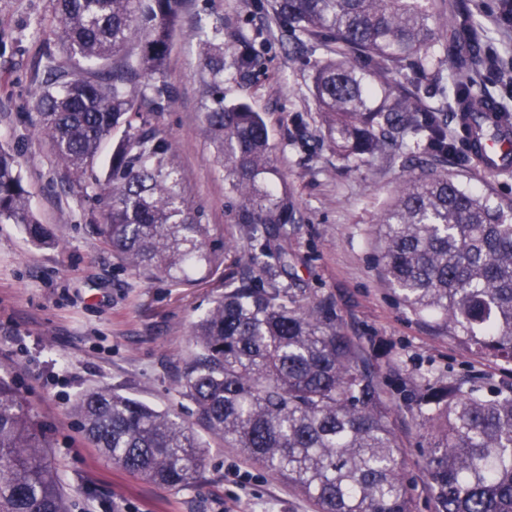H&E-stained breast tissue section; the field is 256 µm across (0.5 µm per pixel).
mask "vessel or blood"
Wrapping results in <instances>:
<instances>
[{
  "label": "vessel or blood",
  "instance_id": "b4317fda",
  "mask_svg": "<svg viewBox=\"0 0 512 512\" xmlns=\"http://www.w3.org/2000/svg\"><path fill=\"white\" fill-rule=\"evenodd\" d=\"M459 122L467 146L484 173L512 170V118L486 109L475 112L462 106Z\"/></svg>",
  "mask_w": 512,
  "mask_h": 512
}]
</instances>
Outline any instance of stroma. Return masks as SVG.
<instances>
[{
    "instance_id": "1",
    "label": "stroma",
    "mask_w": 512,
    "mask_h": 512,
    "mask_svg": "<svg viewBox=\"0 0 512 512\" xmlns=\"http://www.w3.org/2000/svg\"><path fill=\"white\" fill-rule=\"evenodd\" d=\"M274 0H184L163 79L171 105L154 125L173 145L184 194L210 231L209 274L178 283L120 271L98 226L102 204L71 187L50 141L35 130L33 107L48 59L67 64L52 0H0V147L16 157L36 218L54 229L48 244L16 224L0 223V377L13 382L50 445L68 512H316L286 481L225 447L199 420L180 379L192 351L191 326L242 270L251 246L238 222L237 197L215 165L202 122L205 85L193 31L224 24V56L251 48V74L224 81L225 103L263 113L276 184L287 191L294 220L278 227L293 259L280 285L301 302H318L355 336L389 397L418 512H434L421 462L428 435L416 425L427 381L454 378L483 387L512 383V366L475 353L431 317L415 315L381 273L376 231L405 174L404 155L433 162L426 148L401 144L361 160L330 146L312 92L325 52L297 53L274 20ZM447 37L470 47L478 24L483 62L474 88L512 111V29L497 23L498 0H447ZM464 142L441 163L464 184L512 198V172L488 175L467 159ZM109 389L178 415L204 441L197 481L174 490L134 477L84 438L74 410L84 394Z\"/></svg>"
}]
</instances>
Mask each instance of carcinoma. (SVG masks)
I'll list each match as a JSON object with an SVG mask.
<instances>
[{
    "instance_id": "1",
    "label": "carcinoma",
    "mask_w": 512,
    "mask_h": 512,
    "mask_svg": "<svg viewBox=\"0 0 512 512\" xmlns=\"http://www.w3.org/2000/svg\"><path fill=\"white\" fill-rule=\"evenodd\" d=\"M184 0H56L62 49L82 71L50 64L34 97L39 131L83 194L108 189L100 232L122 270L189 281L211 269L207 229L188 206L169 140L154 127L171 95L161 79ZM294 38L323 47L314 96L329 141L347 157L389 143L427 142L455 151L445 113L473 93L465 73L479 58L445 67L439 0H275ZM204 57L203 123L215 162L239 195V223L253 242L251 266L192 330L184 394L200 419L252 462L311 499L318 512H415L389 403L356 339L321 306L277 286L288 250L268 225L288 223L264 116L224 103V27L196 30ZM366 58L369 69L354 60ZM411 71L442 84L441 109L419 102ZM113 140L105 179H84L103 141ZM0 223L53 238L31 210L14 156L0 148ZM383 272L414 313L439 316L475 351L512 363V200L479 193L457 175L408 173L380 221ZM430 435L423 466L435 512H512V384L484 393L437 380L418 397ZM86 436L126 472L181 490L204 445L177 417L110 390L75 406ZM45 442L19 393L0 378V512H67Z\"/></svg>"
}]
</instances>
